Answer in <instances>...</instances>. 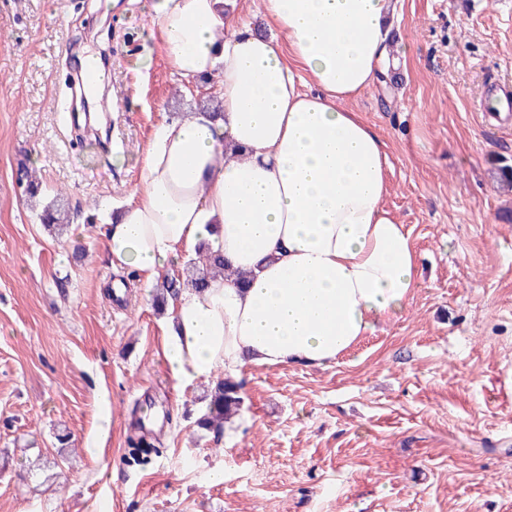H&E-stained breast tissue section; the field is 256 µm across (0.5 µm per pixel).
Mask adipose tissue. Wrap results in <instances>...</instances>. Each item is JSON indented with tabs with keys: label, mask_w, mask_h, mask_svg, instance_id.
<instances>
[{
	"label": "adipose tissue",
	"mask_w": 512,
	"mask_h": 512,
	"mask_svg": "<svg viewBox=\"0 0 512 512\" xmlns=\"http://www.w3.org/2000/svg\"><path fill=\"white\" fill-rule=\"evenodd\" d=\"M261 2L270 37L237 0H155L150 12L174 73L218 77L224 116L155 126L114 214L110 263L149 286L211 249L243 276L172 303L163 354L181 384L331 364L417 286L410 234L384 206L386 144L345 106L389 69L397 0Z\"/></svg>",
	"instance_id": "ef3b65f1"
}]
</instances>
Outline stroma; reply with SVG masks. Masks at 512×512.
I'll list each match as a JSON object with an SVG mask.
<instances>
[{"label": "stroma", "instance_id": "1", "mask_svg": "<svg viewBox=\"0 0 512 512\" xmlns=\"http://www.w3.org/2000/svg\"><path fill=\"white\" fill-rule=\"evenodd\" d=\"M152 2L0 0V512H512V191L493 175L512 113L481 109L512 94V0H400L388 86L348 106L388 145L384 206L418 286L336 362L243 368L241 424L218 442L195 425L209 383L164 363L156 289L106 251L154 125L216 83L173 72ZM85 54L110 62L101 139L60 105ZM59 191L79 210L61 230L37 218Z\"/></svg>", "mask_w": 512, "mask_h": 512}]
</instances>
